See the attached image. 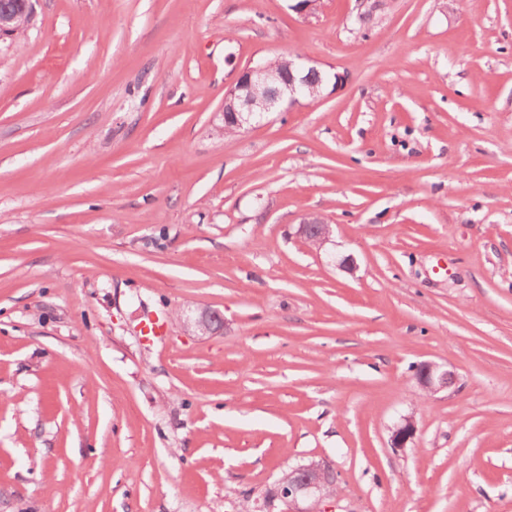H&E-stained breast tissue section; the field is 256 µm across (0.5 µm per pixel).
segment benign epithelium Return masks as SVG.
Returning a JSON list of instances; mask_svg holds the SVG:
<instances>
[{
	"label": "benign epithelium",
	"instance_id": "obj_1",
	"mask_svg": "<svg viewBox=\"0 0 512 512\" xmlns=\"http://www.w3.org/2000/svg\"><path fill=\"white\" fill-rule=\"evenodd\" d=\"M307 68L317 74L316 88L312 90L308 89V84L299 77V74ZM323 82L321 71L304 63L286 73L266 63L249 68L239 75L235 84L224 94L222 130L242 131L251 120L266 112L281 108L288 109L300 103V100L306 98L309 92L319 98L322 92L317 90V87ZM299 233L307 241L314 242L320 247L330 240L332 230L331 225L322 221H307L300 225ZM184 324L202 335L224 330V319L219 314L208 310L200 311L195 318L184 321ZM415 378L419 386L430 394L448 388L455 381L452 372L441 371L437 366L429 363L418 366ZM414 434L413 421L409 418L402 419L392 432L393 447H406ZM328 471L327 465L315 461L295 467L288 472V481L279 483V498L288 499L293 503L311 500L320 504L333 497L336 494V482L326 478Z\"/></svg>",
	"mask_w": 512,
	"mask_h": 512
}]
</instances>
